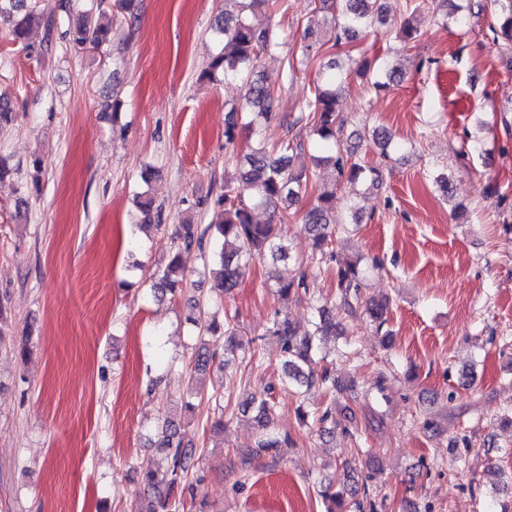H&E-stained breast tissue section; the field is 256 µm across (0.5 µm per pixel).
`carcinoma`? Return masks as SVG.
<instances>
[{"label": "carcinoma", "instance_id": "cac0c4a2", "mask_svg": "<svg viewBox=\"0 0 512 512\" xmlns=\"http://www.w3.org/2000/svg\"><path fill=\"white\" fill-rule=\"evenodd\" d=\"M271 0H224V14L216 19V30L223 35V46L214 57L210 69L202 78L214 77V72H223L224 79L238 80L245 89L244 109L249 111L248 120L233 106L228 110L224 126V148L229 161L237 167V178L224 183V192L215 202L211 223L200 227L187 219L176 225L172 243L164 267L155 272L154 291L161 296L175 299L179 286L186 279L188 261L192 251L209 253L217 266L215 281L209 293L222 299L230 295L241 284L246 268L256 260L271 265L291 259L288 242L281 232L280 223L288 220L290 210L308 193L315 194L304 215L307 233L312 240V251L308 261L318 271L327 269L336 261L334 237L344 220L336 216V205L340 202L352 209L351 220L358 222L357 205L361 198L360 187L375 189L383 184V167L392 161L395 150L393 135L380 128L374 136L378 161L369 164L355 158V153L341 148V136L345 118L338 104V88L349 78L347 73L336 72V66L320 68L313 83V96L308 103L309 112L298 116L294 124L306 122L309 135L313 136L314 153L306 152L301 139L287 140L271 149L264 143L248 151H238V142L244 135L260 134L261 127L273 119L274 89L255 76L262 56L276 46L275 35L268 28L252 25L246 12L270 3ZM414 3L410 18L403 21L394 39L400 49L414 47L420 31L414 25L415 15L422 0ZM336 12L330 23L335 31V45L340 46L364 39L375 26L386 22L385 0H335ZM490 7L497 24L489 26L492 43L499 49L512 52V0H490ZM41 21L28 0H0V22L11 26L14 41L25 40L28 30ZM443 25L465 29L471 25L470 16L455 8L445 15ZM111 29L101 23L93 11L79 13L69 30V41L75 49L89 46L99 48L110 40ZM375 73L373 88L386 92L401 79L397 69L388 66L378 54L363 56L355 74L364 78ZM331 177L332 188L320 189L319 183ZM258 209L271 211L268 224L254 221L253 213ZM306 272L292 279L272 277L274 293L281 297L299 295L306 288ZM336 304L347 315L363 310L375 331L382 332L390 306L387 298L377 299L363 292V269L361 259L347 261L336 271ZM315 310L311 328L298 332L288 319H276L269 328L282 351V375L284 383L295 388L325 386L336 389L333 366L326 356L320 355L322 341L327 336L340 334V323L336 315L326 306L310 304ZM189 320L199 330L212 335L220 327L234 332L232 318L224 317L218 324L209 313V304L193 301L189 308ZM242 414L249 415L259 431L258 447L271 450L288 443L272 429L275 402L267 391L253 393L241 403ZM179 423L167 419L161 427L157 447L163 452L159 462H148L139 466L141 480L150 491L146 512L157 509H172L174 512L187 508L183 496L177 495L189 485L190 475L196 468V452L182 442L174 441ZM320 497L327 506L326 512H364V503H348L344 491L335 489L330 482L320 490Z\"/></svg>", "mask_w": 512, "mask_h": 512}]
</instances>
